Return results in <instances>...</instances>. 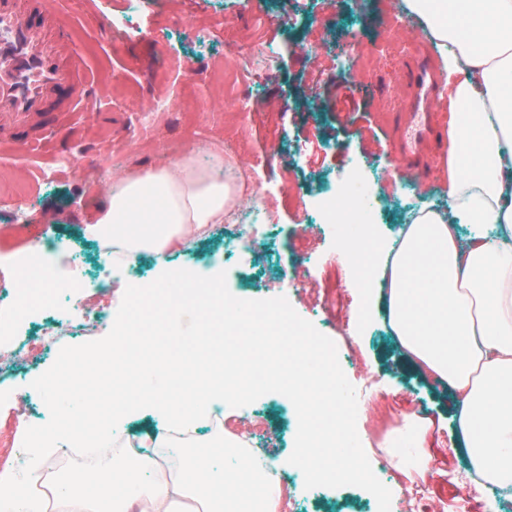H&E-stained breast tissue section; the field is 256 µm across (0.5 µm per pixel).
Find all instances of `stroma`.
Instances as JSON below:
<instances>
[{
	"mask_svg": "<svg viewBox=\"0 0 512 512\" xmlns=\"http://www.w3.org/2000/svg\"><path fill=\"white\" fill-rule=\"evenodd\" d=\"M55 7L107 97L91 111L59 115L51 139L20 149L0 136V198L19 196L26 214L17 221L0 201V295L14 293L13 256L30 246L53 251L50 279L58 289L55 316L36 313L16 327L29 342L32 365L26 376L0 382V473L17 470L27 427L49 419L42 399L27 392L30 378L53 365L58 347L105 336L126 284H149L164 268L205 276L223 271L233 295L286 296L334 340L345 375L363 393L357 430L376 476L392 492L391 512H402L409 494L441 502L444 512H465L462 491L476 481L455 396L401 348L383 291L367 299L355 288L342 225L319 207V188L336 183L364 203L375 234L390 242L410 213L447 202L444 149H432L431 179L422 190L384 173L398 145L379 124L391 108H410L408 90L396 88L404 44L390 29L394 0H80L75 6L57 0ZM91 11L116 31L112 43L87 23ZM352 28L361 33L364 57L349 79L333 43ZM237 48L253 50L264 81L245 77L239 97L227 100L221 87H207L194 72L227 63ZM142 108L158 113L157 125L140 127ZM218 146L233 148L272 192V221L247 251H225L228 231L217 224L208 239L187 241L166 262L149 253L105 267L86 229L115 178L186 153L201 160ZM65 156L74 165L45 177ZM78 271L91 285L69 291L65 284ZM85 311L104 318L85 337L60 336L56 348H43L47 328ZM390 404L418 445L395 442L383 456L371 432L378 406ZM290 410L285 396L270 393L244 409L225 408V431L252 437L262 453L285 460L297 431ZM285 475L277 512H378L362 488L308 490L296 467Z\"/></svg>",
	"mask_w": 512,
	"mask_h": 512,
	"instance_id": "35a3bbf8",
	"label": "stroma"
}]
</instances>
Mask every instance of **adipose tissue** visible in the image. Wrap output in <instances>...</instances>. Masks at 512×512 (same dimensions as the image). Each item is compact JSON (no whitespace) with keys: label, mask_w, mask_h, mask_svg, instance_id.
Returning a JSON list of instances; mask_svg holds the SVG:
<instances>
[{"label":"adipose tissue","mask_w":512,"mask_h":512,"mask_svg":"<svg viewBox=\"0 0 512 512\" xmlns=\"http://www.w3.org/2000/svg\"><path fill=\"white\" fill-rule=\"evenodd\" d=\"M442 57L452 89L448 208L383 243L368 225L346 242L385 282L401 347L454 392L472 472L512 489V0H402ZM234 197L193 156L117 179L90 232L114 252L164 256L220 224Z\"/></svg>","instance_id":"ef3b65f1"}]
</instances>
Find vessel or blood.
<instances>
[{
  "label": "vessel or blood",
  "mask_w": 512,
  "mask_h": 512,
  "mask_svg": "<svg viewBox=\"0 0 512 512\" xmlns=\"http://www.w3.org/2000/svg\"><path fill=\"white\" fill-rule=\"evenodd\" d=\"M55 18L51 0H0V131L10 130L19 140L41 127L58 100L75 111L90 84L82 56ZM400 78L412 92V109L386 122L401 134L390 172L411 177L418 188L430 170L425 149L443 136L429 111L440 96L439 76L430 58L419 54L402 63Z\"/></svg>",
  "instance_id": "obj_1"
}]
</instances>
